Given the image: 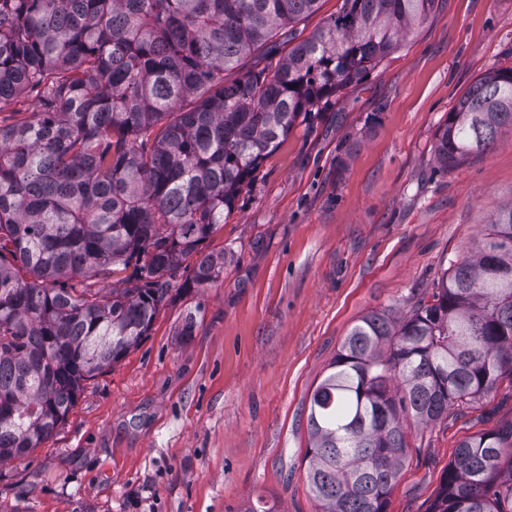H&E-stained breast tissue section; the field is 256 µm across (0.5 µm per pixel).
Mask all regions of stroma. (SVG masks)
I'll list each match as a JSON object with an SVG mask.
<instances>
[{
  "instance_id": "stroma-1",
  "label": "stroma",
  "mask_w": 512,
  "mask_h": 512,
  "mask_svg": "<svg viewBox=\"0 0 512 512\" xmlns=\"http://www.w3.org/2000/svg\"><path fill=\"white\" fill-rule=\"evenodd\" d=\"M512 68V0H436L399 48L297 121L202 244L224 272L170 301L88 381L30 456L0 464V512H318L310 396L354 324L409 313L512 205V128L440 169L436 133L489 69ZM197 325L180 330L187 313ZM512 420V381L428 425L387 512H427L461 440Z\"/></svg>"
}]
</instances>
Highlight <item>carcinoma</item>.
<instances>
[{"label": "carcinoma", "instance_id": "carcinoma-1", "mask_svg": "<svg viewBox=\"0 0 512 512\" xmlns=\"http://www.w3.org/2000/svg\"><path fill=\"white\" fill-rule=\"evenodd\" d=\"M320 0H0V463L42 447L84 383L148 335L180 289L224 273L201 244L300 117L360 82L435 0H344L260 67ZM235 72L237 77L225 79ZM512 127V69L461 95L436 134L441 169ZM401 317L364 315L310 398L319 512H386L430 424L512 379V207ZM109 295L70 281L128 267ZM427 512H512V420L460 442Z\"/></svg>", "mask_w": 512, "mask_h": 512}]
</instances>
